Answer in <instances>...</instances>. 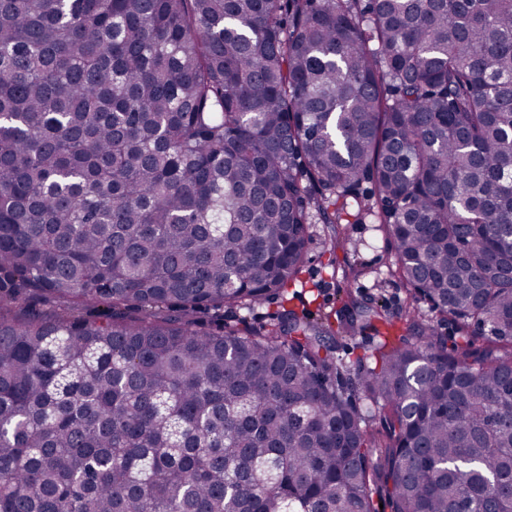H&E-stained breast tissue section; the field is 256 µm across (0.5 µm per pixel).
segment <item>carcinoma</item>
<instances>
[{
	"mask_svg": "<svg viewBox=\"0 0 512 512\" xmlns=\"http://www.w3.org/2000/svg\"><path fill=\"white\" fill-rule=\"evenodd\" d=\"M352 205L484 346L412 309L370 368L382 310L287 307ZM375 493L512 512V0H0V512ZM281 308L277 302L262 301L251 305L224 308V318L241 322L254 329L268 327L273 322L275 313ZM370 328L359 329L354 335H348L339 340V354L354 359L356 356L369 355L376 345L378 338Z\"/></svg>",
	"mask_w": 512,
	"mask_h": 512,
	"instance_id": "cac0c4a2",
	"label": "carcinoma"
}]
</instances>
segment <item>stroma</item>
<instances>
[{
	"instance_id": "obj_1",
	"label": "stroma",
	"mask_w": 512,
	"mask_h": 512,
	"mask_svg": "<svg viewBox=\"0 0 512 512\" xmlns=\"http://www.w3.org/2000/svg\"><path fill=\"white\" fill-rule=\"evenodd\" d=\"M390 246L373 217L310 226L306 263L290 303L298 314L338 309L346 296L374 299L397 316L412 303L405 284L389 272Z\"/></svg>"
}]
</instances>
